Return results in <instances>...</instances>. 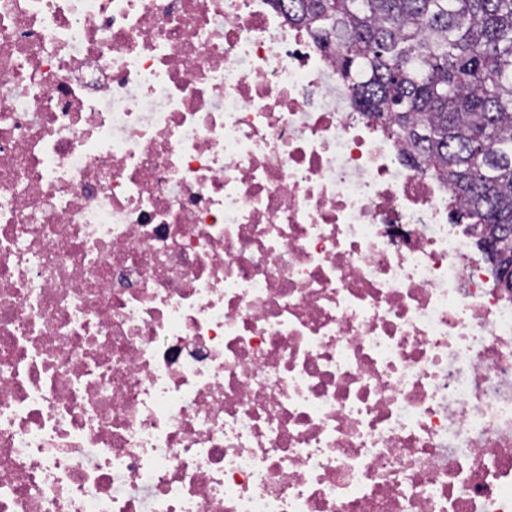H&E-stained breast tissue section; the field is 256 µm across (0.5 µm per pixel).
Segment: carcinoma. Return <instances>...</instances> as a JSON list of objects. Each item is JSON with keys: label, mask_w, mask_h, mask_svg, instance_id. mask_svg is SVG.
<instances>
[{"label": "carcinoma", "mask_w": 512, "mask_h": 512, "mask_svg": "<svg viewBox=\"0 0 512 512\" xmlns=\"http://www.w3.org/2000/svg\"><path fill=\"white\" fill-rule=\"evenodd\" d=\"M336 56L353 106L448 183L457 223L512 267V0H272Z\"/></svg>", "instance_id": "obj_1"}]
</instances>
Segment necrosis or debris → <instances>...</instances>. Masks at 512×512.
<instances>
[{
	"label": "necrosis or debris",
	"instance_id": "necrosis-or-debris-1",
	"mask_svg": "<svg viewBox=\"0 0 512 512\" xmlns=\"http://www.w3.org/2000/svg\"><path fill=\"white\" fill-rule=\"evenodd\" d=\"M270 0H0V512H512V297Z\"/></svg>",
	"mask_w": 512,
	"mask_h": 512
}]
</instances>
